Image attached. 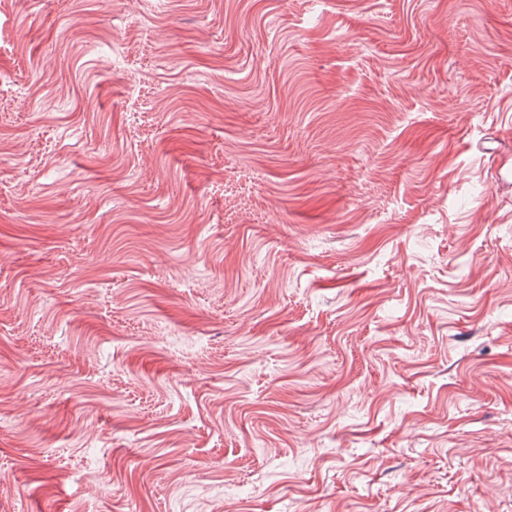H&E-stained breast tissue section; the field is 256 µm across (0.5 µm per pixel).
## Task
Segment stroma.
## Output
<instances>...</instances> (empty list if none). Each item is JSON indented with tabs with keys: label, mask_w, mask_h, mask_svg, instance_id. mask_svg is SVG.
Wrapping results in <instances>:
<instances>
[{
	"label": "stroma",
	"mask_w": 512,
	"mask_h": 512,
	"mask_svg": "<svg viewBox=\"0 0 512 512\" xmlns=\"http://www.w3.org/2000/svg\"><path fill=\"white\" fill-rule=\"evenodd\" d=\"M512 0H0V512H512Z\"/></svg>",
	"instance_id": "1"
}]
</instances>
